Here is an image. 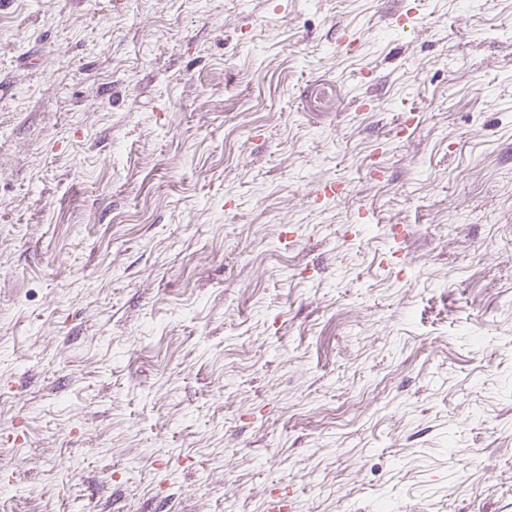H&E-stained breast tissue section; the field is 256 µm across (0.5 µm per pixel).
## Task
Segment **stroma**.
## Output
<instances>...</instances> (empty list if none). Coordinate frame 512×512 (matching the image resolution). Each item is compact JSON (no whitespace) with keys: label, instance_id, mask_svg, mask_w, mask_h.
<instances>
[{"label":"stroma","instance_id":"obj_1","mask_svg":"<svg viewBox=\"0 0 512 512\" xmlns=\"http://www.w3.org/2000/svg\"><path fill=\"white\" fill-rule=\"evenodd\" d=\"M279 499L512 512V0H0V512Z\"/></svg>","mask_w":512,"mask_h":512}]
</instances>
